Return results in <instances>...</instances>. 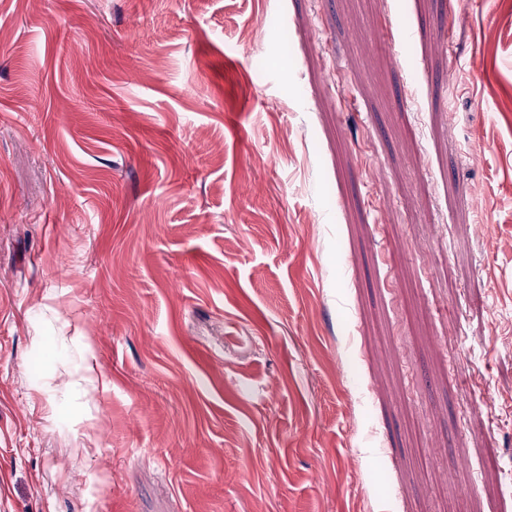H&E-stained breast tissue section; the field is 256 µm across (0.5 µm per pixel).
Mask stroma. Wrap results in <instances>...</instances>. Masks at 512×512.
<instances>
[{
    "label": "stroma",
    "instance_id": "35a3bbf8",
    "mask_svg": "<svg viewBox=\"0 0 512 512\" xmlns=\"http://www.w3.org/2000/svg\"><path fill=\"white\" fill-rule=\"evenodd\" d=\"M0 512H512V0H0Z\"/></svg>",
    "mask_w": 512,
    "mask_h": 512
}]
</instances>
